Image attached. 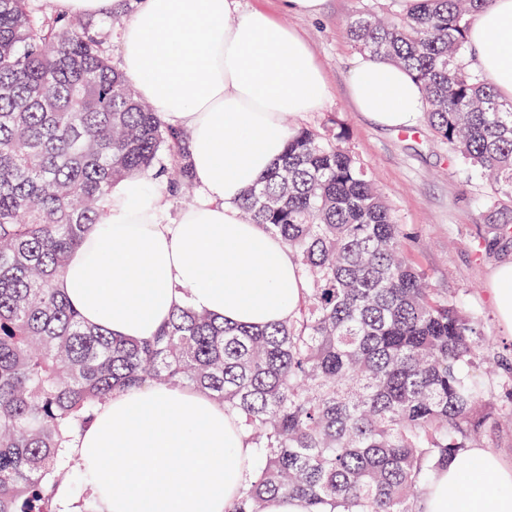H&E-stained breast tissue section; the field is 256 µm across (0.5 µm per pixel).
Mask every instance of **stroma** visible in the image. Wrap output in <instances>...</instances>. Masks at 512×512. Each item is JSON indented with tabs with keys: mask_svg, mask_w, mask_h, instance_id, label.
Wrapping results in <instances>:
<instances>
[{
	"mask_svg": "<svg viewBox=\"0 0 512 512\" xmlns=\"http://www.w3.org/2000/svg\"><path fill=\"white\" fill-rule=\"evenodd\" d=\"M373 0H323L313 17L285 13L280 0H239L241 11L260 8L299 32L322 66L327 93L315 112L290 116L289 129H322L337 120L346 132L345 144L359 155L376 186L393 209L406 234L405 246L431 287L454 297L476 324L479 338L491 351L483 366L486 398L493 417L480 436L483 448L512 459V374L499 361L512 362V332L501 326L489 296L492 269L512 256V240L484 256L474 247L486 236L484 216L492 192L479 174L449 155L426 126L411 131L383 128L356 112L346 77L359 59L346 33L351 17ZM111 17L89 22L103 47L120 65V31L136 0H123Z\"/></svg>",
	"mask_w": 512,
	"mask_h": 512,
	"instance_id": "35a3bbf8",
	"label": "stroma"
}]
</instances>
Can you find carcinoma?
<instances>
[{"label": "carcinoma", "mask_w": 512, "mask_h": 512, "mask_svg": "<svg viewBox=\"0 0 512 512\" xmlns=\"http://www.w3.org/2000/svg\"><path fill=\"white\" fill-rule=\"evenodd\" d=\"M347 34L421 86L448 152L490 179L482 254L512 238V100L475 66L468 29L491 0H399ZM330 122L288 138L244 195L246 218L298 262L297 315L253 328L177 307L149 340L89 325L55 287L116 182L152 173L183 198L186 135L128 86L91 28L0 0V512H57L67 448L117 388L202 392L240 416L258 475L227 512L299 497L308 512H418L440 467L492 411L477 329L429 286L363 161ZM474 470L459 492L478 482Z\"/></svg>", "instance_id": "1"}]
</instances>
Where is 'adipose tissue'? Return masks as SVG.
<instances>
[{
    "label": "adipose tissue",
    "mask_w": 512,
    "mask_h": 512,
    "mask_svg": "<svg viewBox=\"0 0 512 512\" xmlns=\"http://www.w3.org/2000/svg\"><path fill=\"white\" fill-rule=\"evenodd\" d=\"M483 74L512 99V0H493L469 30ZM122 70L138 95L188 138L199 198L168 219L145 177L109 190L57 280L89 323L146 340L178 307L253 327L284 321L302 298L281 239L245 220L244 193L278 164L289 115L316 111L326 82L308 44L237 0H141L121 30ZM358 111L388 128L415 126L420 85L394 64L359 59L346 80ZM72 450L99 512H226L252 480L254 450L236 416L196 391L117 390ZM480 464L493 489L453 490ZM422 512H512V460L472 448L434 473Z\"/></svg>",
    "instance_id": "adipose-tissue-1"
}]
</instances>
